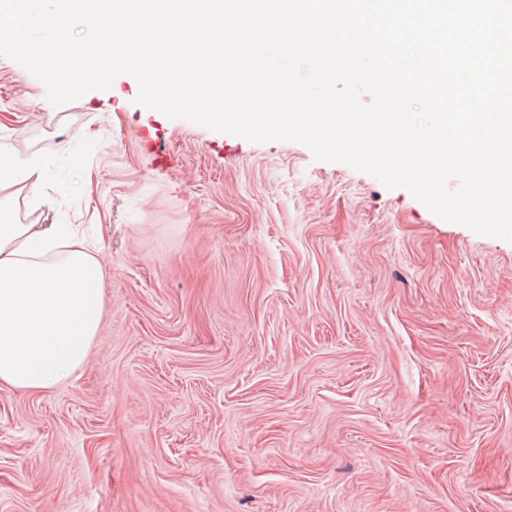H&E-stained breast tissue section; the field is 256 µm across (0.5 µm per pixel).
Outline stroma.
I'll return each mask as SVG.
<instances>
[{
  "label": "stroma",
  "mask_w": 512,
  "mask_h": 512,
  "mask_svg": "<svg viewBox=\"0 0 512 512\" xmlns=\"http://www.w3.org/2000/svg\"><path fill=\"white\" fill-rule=\"evenodd\" d=\"M0 55V200L105 271L87 361L0 387V512H512V242L407 189ZM81 169H73V158ZM43 178L41 170L33 165L21 169L12 161L0 155V190L11 187L26 180H32V186H36Z\"/></svg>",
  "instance_id": "obj_1"
}]
</instances>
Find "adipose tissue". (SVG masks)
I'll return each instance as SVG.
<instances>
[{
	"instance_id": "adipose-tissue-1",
	"label": "adipose tissue",
	"mask_w": 512,
	"mask_h": 512,
	"mask_svg": "<svg viewBox=\"0 0 512 512\" xmlns=\"http://www.w3.org/2000/svg\"><path fill=\"white\" fill-rule=\"evenodd\" d=\"M100 262L61 224L0 206V384L45 391L82 365L103 315Z\"/></svg>"
}]
</instances>
